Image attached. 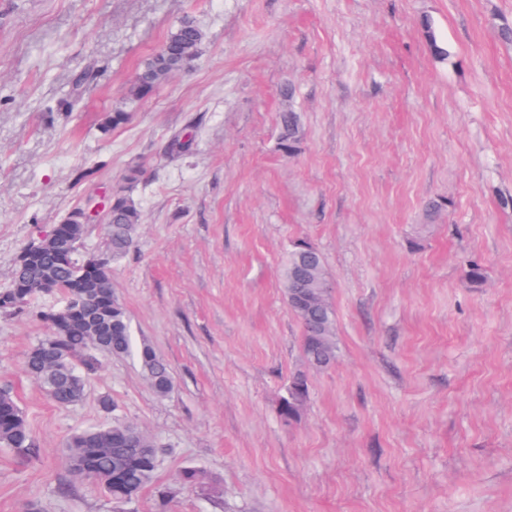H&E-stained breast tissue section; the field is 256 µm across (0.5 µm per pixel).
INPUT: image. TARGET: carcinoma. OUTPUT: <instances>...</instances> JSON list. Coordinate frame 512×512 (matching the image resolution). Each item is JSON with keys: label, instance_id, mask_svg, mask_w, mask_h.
<instances>
[{"label": "carcinoma", "instance_id": "1", "mask_svg": "<svg viewBox=\"0 0 512 512\" xmlns=\"http://www.w3.org/2000/svg\"><path fill=\"white\" fill-rule=\"evenodd\" d=\"M204 32L190 17L182 18L161 47L139 66L128 89V99L151 96L163 83L178 73L191 70L199 57ZM94 77L88 70L71 81L67 98L59 107L71 111L80 100L81 88ZM130 113L115 107L105 114L100 129L104 134L125 125ZM279 150L294 154L303 138L298 113L286 108L279 115ZM138 166H130L112 185V205L100 223L104 224L108 244L107 268L97 267L90 256L73 253L61 255L55 240H46L41 250L31 254L30 245L18 252L7 284L0 288V317L13 318L31 314L48 324L51 334L31 346L25 357L28 374L53 401L66 400L74 405L86 394L88 375L99 365L98 355L108 349L113 356L129 357L141 367L152 391L161 397L173 389L167 362L154 347L135 340L124 305L112 289L110 266L134 247L142 224L139 204L131 195L141 177ZM59 235L74 244L84 242L89 225L83 223V207L73 208L67 222L55 224ZM466 280L474 287L486 281L485 269L469 262ZM281 288L287 294L299 291L306 301L303 310L294 309L302 329V354L308 369L320 371L332 366L338 357L336 315L330 302L324 258L307 241L288 248L281 273ZM309 398L307 372H294L280 399V415L288 420L299 418ZM0 448L33 458L39 448L30 423L13 389L0 385ZM167 447L135 422L119 416L112 422L96 424L69 436L65 443L67 462L77 482L102 489L112 499L135 504L143 492L155 485L162 455Z\"/></svg>", "mask_w": 512, "mask_h": 512}]
</instances>
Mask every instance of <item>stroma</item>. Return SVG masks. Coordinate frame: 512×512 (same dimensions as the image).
Instances as JSON below:
<instances>
[{"label": "stroma", "instance_id": "35a3bbf8", "mask_svg": "<svg viewBox=\"0 0 512 512\" xmlns=\"http://www.w3.org/2000/svg\"><path fill=\"white\" fill-rule=\"evenodd\" d=\"M186 16L205 34L193 69L129 100ZM507 26L512 0H0V286L23 245L140 165L143 224L112 288L174 380L156 396L106 354L84 400L56 406L24 367L48 326L0 318V382L39 448H0V512H512ZM91 64L81 109L56 112ZM117 106L129 122L102 134ZM287 107L304 129L291 156ZM191 124L190 150L167 154ZM82 168L97 174L74 185ZM296 239L324 257L338 359L288 423L304 363L280 265ZM472 259L483 287L463 277ZM103 395L175 448L160 483L192 467L198 484L165 506L151 489L132 508L82 485L60 498L62 443L104 422ZM280 137L279 150L285 155H293L299 148L303 138V129L300 116L291 108L287 107L279 115ZM309 398V380L306 371L294 372L285 390V395L280 399V415L288 422L299 418Z\"/></svg>", "mask_w": 512, "mask_h": 512}]
</instances>
